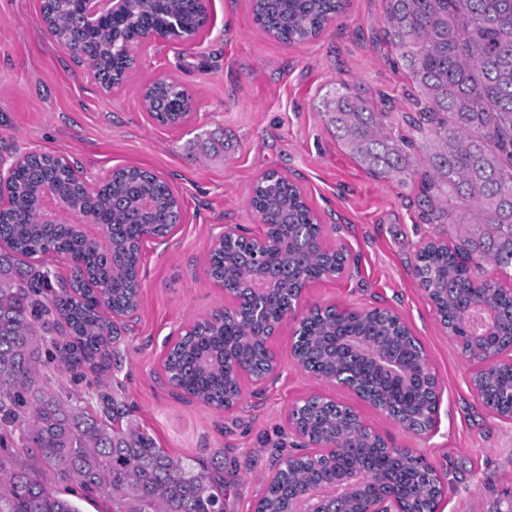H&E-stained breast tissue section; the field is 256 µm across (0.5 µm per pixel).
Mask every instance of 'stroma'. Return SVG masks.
Listing matches in <instances>:
<instances>
[{
	"instance_id": "1",
	"label": "stroma",
	"mask_w": 512,
	"mask_h": 512,
	"mask_svg": "<svg viewBox=\"0 0 512 512\" xmlns=\"http://www.w3.org/2000/svg\"><path fill=\"white\" fill-rule=\"evenodd\" d=\"M207 27L186 41L145 44L123 87L103 93L85 65L46 28L40 0H0V168L28 152L77 160L88 181L136 166L179 196L182 222L163 239L146 240L139 305L124 322L118 367L110 379L129 412L118 428L155 439L171 455L208 462L224 452V512H254L270 465L302 439L291 406L313 394L351 407L390 444L425 456L445 477L443 512H507L512 507V420L487 410L474 370L444 331L412 273L417 251L447 239L448 227L417 204L419 184L406 175H369L329 131L321 100L337 84L374 111L413 112L412 84L384 36V0H347L314 39L286 44L253 20L252 0H206ZM175 78L191 98L187 121L161 126L146 112V83ZM301 187L326 229L329 245L353 259L340 279L308 284L301 311L387 308L424 345L439 383L432 432L417 436L347 387L296 363L298 317L286 316L271 340L277 369L261 392L243 381L244 400L221 410L170 386L163 360L188 326L227 305L207 271L225 226L244 236L265 232L249 206L266 171ZM100 377L83 381L53 364L40 383L88 412L98 411Z\"/></svg>"
}]
</instances>
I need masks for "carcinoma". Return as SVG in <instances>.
Here are the masks:
<instances>
[{"label": "carcinoma", "mask_w": 512, "mask_h": 512, "mask_svg": "<svg viewBox=\"0 0 512 512\" xmlns=\"http://www.w3.org/2000/svg\"><path fill=\"white\" fill-rule=\"evenodd\" d=\"M343 8L344 0H253V18L276 39L295 44L316 37ZM41 12L59 43L86 42L96 60L94 79L117 90L136 64L141 30L161 26L168 12L193 28L198 5L170 0L162 10L155 0H131L126 20L107 19L90 34L70 0H49ZM384 33L414 85L416 115L393 119L375 112L344 86L326 92L322 112L336 139L372 175L420 177L425 215L456 234L451 248H421L413 271L448 337L473 363L482 353L512 348V293L502 285L512 281V0H385ZM182 94L181 84L169 78L149 83L143 101L152 117L165 114L176 126L185 121L172 114ZM402 124L436 136L439 149L428 159L429 170L416 168L414 142ZM52 194L85 212L95 227L44 223L42 203ZM249 205L267 232L278 226L282 242L271 252L266 277L252 281L253 240L236 233L214 244L209 272L233 306L193 325L164 360L175 387L212 406L223 404L226 393L240 394L241 376L225 361L224 346L252 337L244 345L246 374L263 377L275 355L261 332L288 315L307 283L341 276L346 259L342 250L320 246L323 225L302 190L281 174L265 173ZM179 223L173 191L148 171L118 168L88 192L57 156L27 154L16 165L0 209L6 245L0 249V424L25 429L30 460L0 455V512H80L50 488V477L76 483L86 497L109 496L111 512H224L223 460L206 474L137 430L115 429L122 405L107 385L99 395L101 413L93 416L44 391L37 376L47 353L75 381L87 369L110 370L116 318L138 305L135 242L145 224L157 225L164 236ZM52 255L67 258V277L53 280L51 271L34 272L20 260ZM481 295L496 302L502 328L477 337L456 315L479 305ZM338 335L363 336L412 367L421 343L398 316L317 306L299 322L293 354L318 377L358 381L373 406L404 429L427 433L435 406L429 390L336 354L329 338ZM471 383L486 408L512 416V367L478 368ZM352 419L350 408L319 397L293 407L300 433L336 441L342 452L326 467H284L263 495L267 512H293L305 491L348 473L365 478L370 491L398 484L409 512H427L440 492L435 469L409 448L383 447L378 434L354 427Z\"/></svg>", "instance_id": "1"}]
</instances>
